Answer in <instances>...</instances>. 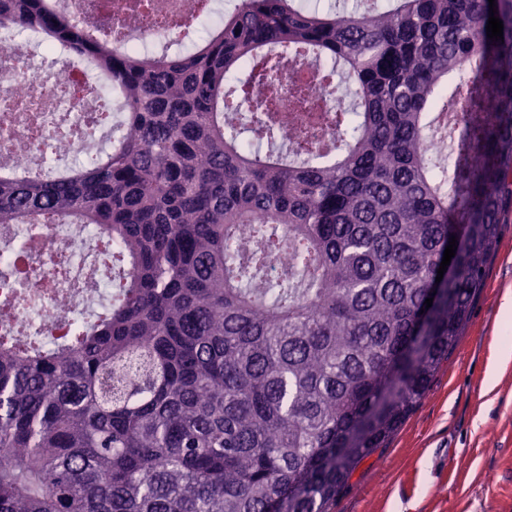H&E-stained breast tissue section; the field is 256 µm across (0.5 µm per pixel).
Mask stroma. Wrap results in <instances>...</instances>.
Listing matches in <instances>:
<instances>
[{
	"mask_svg": "<svg viewBox=\"0 0 512 512\" xmlns=\"http://www.w3.org/2000/svg\"><path fill=\"white\" fill-rule=\"evenodd\" d=\"M512 217L461 341L336 512H512Z\"/></svg>",
	"mask_w": 512,
	"mask_h": 512,
	"instance_id": "obj_1",
	"label": "stroma"
}]
</instances>
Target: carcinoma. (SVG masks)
I'll return each mask as SVG.
<instances>
[{"instance_id":"obj_1","label":"carcinoma","mask_w":512,"mask_h":512,"mask_svg":"<svg viewBox=\"0 0 512 512\" xmlns=\"http://www.w3.org/2000/svg\"><path fill=\"white\" fill-rule=\"evenodd\" d=\"M495 9L498 41L488 0H234L222 26L156 53L120 46L95 8L0 0L19 44L89 61V93L122 108L87 166L0 168V224L91 225L124 266L64 340L0 335V512H333L455 350L512 212V0ZM283 54L315 56L353 107L335 87L304 133L256 120ZM254 64L269 96L228 120ZM458 104L465 137L435 154L427 115ZM27 249L11 246L0 303ZM320 11L336 9V11H358L363 12L377 5L386 3V0H319Z\"/></svg>"}]
</instances>
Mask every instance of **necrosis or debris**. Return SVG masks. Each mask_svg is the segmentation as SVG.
<instances>
[{"mask_svg": "<svg viewBox=\"0 0 512 512\" xmlns=\"http://www.w3.org/2000/svg\"><path fill=\"white\" fill-rule=\"evenodd\" d=\"M94 1L108 5L114 26L136 32L142 43H166L175 36L174 25L163 9L167 0H62V4L79 17ZM4 41L0 34V64L7 66L13 79L0 89V100L18 102L28 118L12 126L0 121V166L21 171L32 168L44 151L36 132L41 123L49 129L67 125L71 136L59 144V151L74 159L85 156L87 142L82 131L92 116L86 106L89 70L59 60L48 71H40L31 65L27 54L13 53ZM279 81L276 115L296 112L291 87L298 81L308 84L315 111H335L330 86L310 62L282 60ZM40 247L45 261L30 267L22 306L12 312L0 311V334L29 327L51 340L69 333L89 294V284L96 281L94 271L81 261L83 249L69 225H55Z\"/></svg>", "mask_w": 512, "mask_h": 512, "instance_id": "4bbe7bcc", "label": "necrosis or debris"}]
</instances>
